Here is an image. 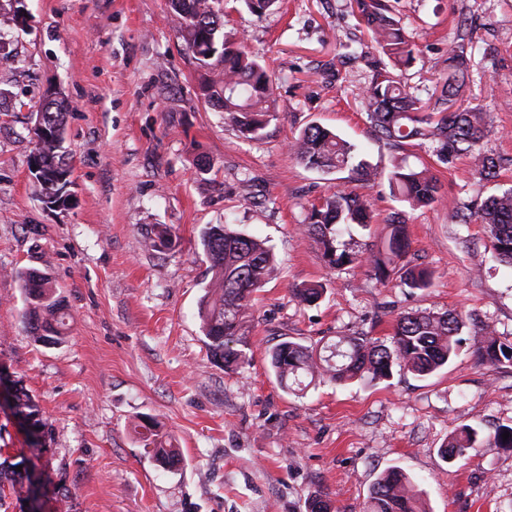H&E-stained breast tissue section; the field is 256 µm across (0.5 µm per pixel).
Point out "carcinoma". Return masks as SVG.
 Here are the masks:
<instances>
[{"instance_id": "1", "label": "carcinoma", "mask_w": 512, "mask_h": 512, "mask_svg": "<svg viewBox=\"0 0 512 512\" xmlns=\"http://www.w3.org/2000/svg\"><path fill=\"white\" fill-rule=\"evenodd\" d=\"M370 33L372 48L384 60L367 85L364 96L368 118L375 131L394 146L408 141L438 142L436 153L443 161L457 155L470 158L482 181L498 177L502 160L485 154L481 142L488 132L487 113L476 109H444L428 112L420 97L406 90L394 78L393 71L410 67L415 49L404 28L390 14L383 0H357ZM171 10L182 20L181 36L192 54L209 67L204 91L207 101L224 109L243 136L256 138L274 119L272 74L261 60L242 44H230L224 34L226 6L223 0H169ZM467 72L465 37L448 51V78L442 84L445 103L459 94ZM69 103L57 91H46L40 113L49 136L43 139L40 162V193L52 198L58 190L59 177L72 175L73 168L65 150V116ZM295 158L304 166L325 173L349 170L362 181L375 176L369 166L353 163L354 147L332 130L317 123L306 126L291 144ZM390 189L410 207L430 206L441 198L439 180L427 167L413 169L397 162L389 175ZM472 217L484 224L490 250L496 260L512 267V188L486 198ZM372 214L358 194L344 189L329 192L311 205L305 217L309 235L322 251L332 269L345 266L365 267L373 278L385 286L396 271L404 288L424 290L431 286L433 273L421 263L405 261L410 251L407 224L395 213L386 220L388 233L377 250L352 251L341 247L336 226L357 224L367 227ZM151 248L161 251L173 246L170 229L156 224L147 235ZM204 253L210 262L212 277L200 304L199 315L212 358L225 366L238 362L243 353L231 343L240 335L252 296L274 276L277 266L266 242L231 232L223 225H212L201 234ZM405 264H400V261ZM30 307L26 313L29 332L34 341L51 344L64 339L68 317L64 301L58 296L56 283L46 269H27L17 273ZM319 283L294 289L300 301L310 304L322 298ZM468 327L463 316L452 310H416L398 317L393 335L388 339L370 336H340L338 340L314 349L300 342L286 340L269 352L270 365L277 381L287 390L302 392L304 379L328 378L338 384L352 381L369 383L387 380L399 368L415 377L427 378L448 365L463 343ZM480 359L490 365H512V344L502 342L495 328L487 323L473 324L471 331ZM15 408L36 418L45 427L34 399L23 387L14 393ZM151 447L153 458L165 468L177 466L180 449L157 438L155 424L141 417L132 424ZM509 433L503 439V433ZM481 445L512 448V426H501L482 436L470 425L459 426L441 449L449 462L465 457ZM24 488L17 465L0 463V508L7 495L21 497ZM366 512H426L421 492L401 469L382 472L372 486Z\"/></svg>"}]
</instances>
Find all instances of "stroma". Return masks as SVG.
Returning a JSON list of instances; mask_svg holds the SVG:
<instances>
[{"label": "stroma", "instance_id": "obj_1", "mask_svg": "<svg viewBox=\"0 0 512 512\" xmlns=\"http://www.w3.org/2000/svg\"><path fill=\"white\" fill-rule=\"evenodd\" d=\"M23 26L0 27V366L31 393L46 423L39 447L0 406V456L34 463L47 482L43 512H306L328 496L365 512L379 474L398 467L429 512H512V449L478 448L450 463L441 446L459 425L480 433L512 424V366L479 362L473 343L436 374L397 373L366 387L328 381L283 389L269 351L340 336L386 337L401 314L456 310L512 343V268L495 261L482 224L461 223L475 201L512 187V0H395L415 61L399 78L429 99L448 74V48L473 42L462 108L488 112L482 143L503 158L479 181L467 158L439 161L435 143L393 147L374 131L363 91L370 37L355 0H281L256 18L228 10L224 31L274 77L276 117L242 137L203 95V68L167 0H24ZM71 104L64 143L73 166L66 207L47 206L29 171L31 127L47 89ZM355 144L379 176L325 174L290 143L310 123ZM429 166L438 203L411 209L391 194L392 158ZM212 167L201 173L198 157ZM369 204L370 229L343 240L378 248L402 213L411 252L433 272L414 292L383 287L363 268L332 269L305 233L307 207L336 185ZM168 225L171 250L146 245ZM228 225L272 248L278 275L256 292L227 368L211 358L199 302L211 278L205 227ZM48 268L70 314L62 344L34 342L16 278ZM326 290L307 305L296 286ZM150 415L182 450L164 469L133 432Z\"/></svg>", "mask_w": 512, "mask_h": 512}]
</instances>
